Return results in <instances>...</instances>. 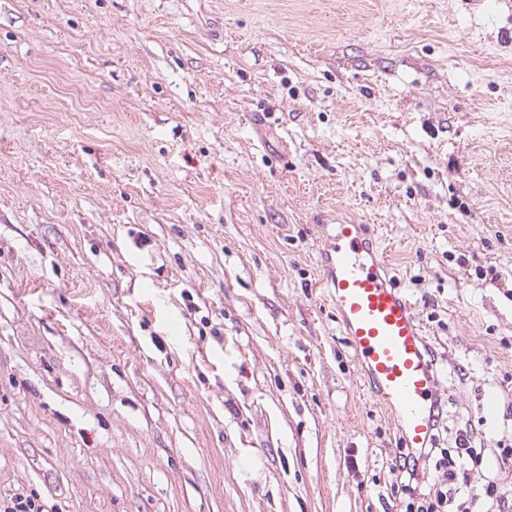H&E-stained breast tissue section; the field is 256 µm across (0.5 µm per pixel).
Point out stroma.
I'll return each mask as SVG.
<instances>
[{
	"instance_id": "stroma-1",
	"label": "stroma",
	"mask_w": 512,
	"mask_h": 512,
	"mask_svg": "<svg viewBox=\"0 0 512 512\" xmlns=\"http://www.w3.org/2000/svg\"><path fill=\"white\" fill-rule=\"evenodd\" d=\"M326 224L375 228L492 512L512 0H0V500L403 512Z\"/></svg>"
}]
</instances>
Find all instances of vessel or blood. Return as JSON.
Here are the masks:
<instances>
[{"instance_id":"vessel-or-blood-1","label":"vessel or blood","mask_w":512,"mask_h":512,"mask_svg":"<svg viewBox=\"0 0 512 512\" xmlns=\"http://www.w3.org/2000/svg\"><path fill=\"white\" fill-rule=\"evenodd\" d=\"M370 235L365 224L326 225L320 285L376 405L397 428L396 446L423 448L436 437L439 378L415 306L391 278L388 256Z\"/></svg>"}]
</instances>
